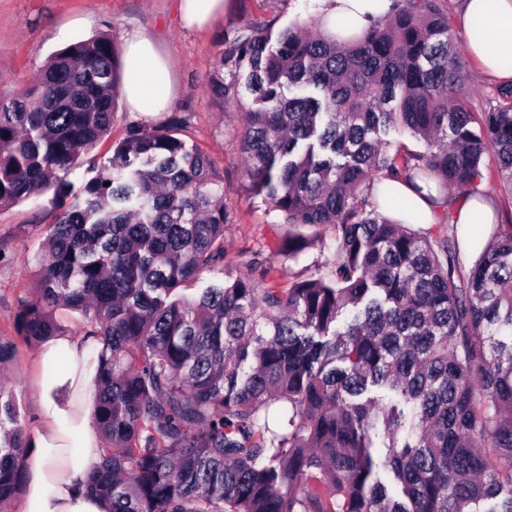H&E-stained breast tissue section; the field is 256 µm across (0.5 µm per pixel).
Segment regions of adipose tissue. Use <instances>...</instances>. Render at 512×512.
I'll list each match as a JSON object with an SVG mask.
<instances>
[{
	"instance_id": "ef3b65f1",
	"label": "adipose tissue",
	"mask_w": 512,
	"mask_h": 512,
	"mask_svg": "<svg viewBox=\"0 0 512 512\" xmlns=\"http://www.w3.org/2000/svg\"><path fill=\"white\" fill-rule=\"evenodd\" d=\"M319 22L326 33H334L333 22L350 16L354 30L367 29L390 8L391 0H320ZM483 17L486 39L468 41L466 50L476 69L486 75L512 81V68L500 65L501 48L512 43V0H465L460 15L463 25ZM130 61L138 63L143 74L139 82L125 83L123 91L130 106L154 95L158 110H165L167 95L155 92L151 76L161 61L153 42L135 35L126 44ZM88 343L69 336H58L45 345L39 357L41 366L66 357L68 367L53 384L41 386L35 399L42 416V427L35 434L25 458L26 493L20 512H103L101 499L89 495L85 483L92 465L101 453L93 419L94 372L86 360Z\"/></svg>"
}]
</instances>
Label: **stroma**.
Returning <instances> with one entry per match:
<instances>
[{
    "mask_svg": "<svg viewBox=\"0 0 512 512\" xmlns=\"http://www.w3.org/2000/svg\"><path fill=\"white\" fill-rule=\"evenodd\" d=\"M319 15L318 0H224L223 14L200 32L184 26L179 0H0V88H23L46 59L69 42L106 35L122 54L131 33L150 37L165 60L162 73L171 88L170 105L162 113L146 108L133 112L126 102H119L112 122L113 140L124 137L129 125H156L170 113H189L188 137L211 156L223 179L231 218L224 232L225 263L233 265L262 254L277 269L274 283L285 287L298 275L330 273L333 231L327 226L317 228L322 247L309 250L299 261L276 254L285 226L269 205L249 201L241 192V114L222 109L206 86L225 38L247 24L274 18L282 25L294 20L313 25ZM46 205L41 197L0 208V336L13 335L18 305L33 291L51 222ZM40 350V345L18 342L17 362L5 374L32 434L40 426L34 400L35 383L42 376L37 362Z\"/></svg>",
    "mask_w": 512,
    "mask_h": 512,
    "instance_id": "35a3bbf8",
    "label": "stroma"
}]
</instances>
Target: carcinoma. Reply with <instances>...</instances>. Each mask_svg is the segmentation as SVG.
I'll return each instance as SVG.
<instances>
[{"instance_id": "carcinoma-1", "label": "carcinoma", "mask_w": 512, "mask_h": 512, "mask_svg": "<svg viewBox=\"0 0 512 512\" xmlns=\"http://www.w3.org/2000/svg\"><path fill=\"white\" fill-rule=\"evenodd\" d=\"M276 22L224 42L207 92L241 110L243 195L288 225L276 252L334 230L327 278L264 287L272 266L224 265L223 181L186 114L129 126L73 190L141 74L109 37L0 91V207L52 193L15 332L65 336V310L95 341L89 491L106 512H512V224L466 231L465 266L450 212L451 232L416 230L428 217L394 186L445 209L455 187L512 194V83L470 109L442 0H392L349 44ZM16 355L0 336V370ZM28 448L0 386V512Z\"/></svg>"}]
</instances>
